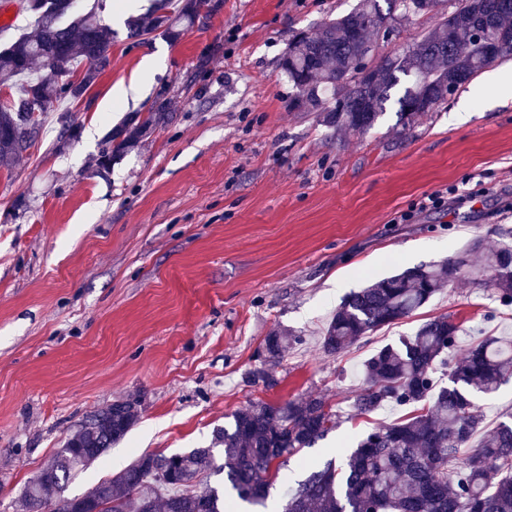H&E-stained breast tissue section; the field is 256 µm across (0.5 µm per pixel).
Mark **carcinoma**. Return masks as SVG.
I'll list each match as a JSON object with an SVG mask.
<instances>
[{
    "label": "carcinoma",
    "instance_id": "cac0c4a2",
    "mask_svg": "<svg viewBox=\"0 0 512 512\" xmlns=\"http://www.w3.org/2000/svg\"><path fill=\"white\" fill-rule=\"evenodd\" d=\"M68 0H34L36 17L25 32L0 50V74L20 81L17 96L0 105V168L22 152L11 135L21 109L42 110L75 101L112 63V29L95 12L77 14ZM359 0L350 13L324 22L316 33L297 31L280 66L295 90L288 107L317 113L338 133L364 135L374 128L401 79L409 84L397 99L400 121L432 112L458 87L512 54V0H454L438 14L433 30L415 38L404 52L373 66L369 82L356 79L354 64L371 55V35L401 32L409 16L439 0ZM220 2L180 0L170 11L132 18L130 40L151 34L174 43L195 25L203 7ZM49 69L42 76L36 63ZM78 84L69 82L80 63ZM166 91L157 93L146 116L136 112L104 137L100 166L112 162L139 137L164 120ZM78 126L62 125L61 152L78 137ZM483 254L494 294L512 305V243L487 251L473 240L454 257L416 266L349 293L324 329L322 351L332 357L355 341L412 315L442 288L479 275L472 255ZM459 326L446 315L425 322L415 335L377 350L364 363L365 382L354 406L367 414L390 402L411 406L405 419L380 425L360 438L342 462L311 466L288 489L281 512H512V420L481 433L483 414L474 395L490 394L512 377V339L490 337L452 355ZM302 337L287 330L265 337L261 367L250 380L276 384L273 366ZM448 370V385L436 380ZM139 420L138 404L115 401L91 415L63 441L52 458L24 485L21 512H232L240 500L267 507L272 475L288 459L310 448L335 427L321 395L284 402H251L227 416L206 448L180 454L143 453L125 469L98 481L81 495L65 496L68 485L120 441ZM226 476L222 486L207 479ZM58 495L51 503L50 495Z\"/></svg>",
    "mask_w": 512,
    "mask_h": 512
}]
</instances>
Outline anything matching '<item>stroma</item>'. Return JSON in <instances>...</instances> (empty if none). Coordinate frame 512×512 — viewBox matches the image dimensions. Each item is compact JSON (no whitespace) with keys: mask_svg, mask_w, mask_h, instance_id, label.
Returning <instances> with one entry per match:
<instances>
[{"mask_svg":"<svg viewBox=\"0 0 512 512\" xmlns=\"http://www.w3.org/2000/svg\"><path fill=\"white\" fill-rule=\"evenodd\" d=\"M112 3L81 0L116 33L111 66L81 100L51 106L35 147L0 169V512H16L24 482L115 400L138 401L140 417L67 496L141 453L207 447L250 401L324 395L336 427L281 469L268 500L278 512L307 464L344 459L373 427L409 416L355 411L373 350L439 315L459 325L462 350L512 337V305L461 282L338 357L318 343L349 292L476 237L512 242V99L497 102L482 74L405 131L396 88L368 134L339 136L289 110L280 58L295 31L357 0H223L175 44L127 37L128 20L156 0L118 14ZM151 56L162 65L147 77ZM137 79L136 96L112 99ZM162 89L167 120L99 172L107 131ZM64 115L79 137L59 154ZM433 194L442 205L418 211ZM276 329L305 342L276 367V386L249 383Z\"/></svg>","mask_w":512,"mask_h":512,"instance_id":"obj_1","label":"stroma"}]
</instances>
